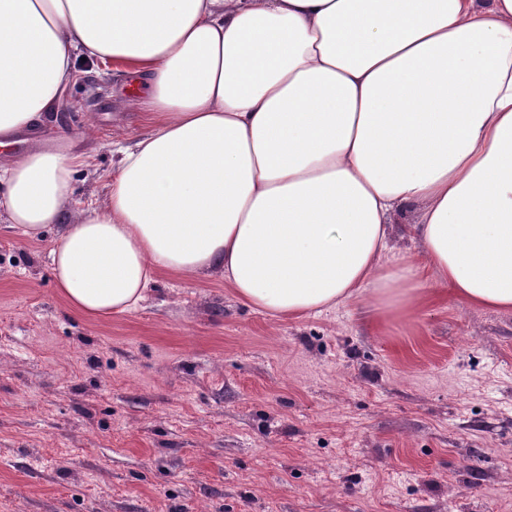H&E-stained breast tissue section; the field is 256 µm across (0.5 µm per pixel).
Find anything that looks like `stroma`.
<instances>
[{"instance_id": "stroma-1", "label": "stroma", "mask_w": 512, "mask_h": 512, "mask_svg": "<svg viewBox=\"0 0 512 512\" xmlns=\"http://www.w3.org/2000/svg\"><path fill=\"white\" fill-rule=\"evenodd\" d=\"M79 74L25 145L80 156L104 205L144 107L120 67ZM0 212V512H512V312L437 288L370 319L281 318L214 269L140 307L70 311L48 251Z\"/></svg>"}]
</instances>
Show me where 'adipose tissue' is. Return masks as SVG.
<instances>
[{"label": "adipose tissue", "mask_w": 512, "mask_h": 512, "mask_svg": "<svg viewBox=\"0 0 512 512\" xmlns=\"http://www.w3.org/2000/svg\"><path fill=\"white\" fill-rule=\"evenodd\" d=\"M81 56L145 87L105 205L70 215L73 156L0 171L11 224L61 228L51 271L76 313L214 268L276 317L411 311L435 288L512 311V0H0V146ZM411 206L420 263L390 251Z\"/></svg>", "instance_id": "1"}]
</instances>
